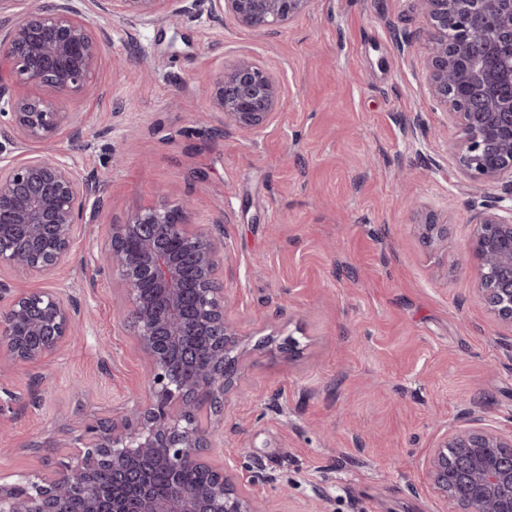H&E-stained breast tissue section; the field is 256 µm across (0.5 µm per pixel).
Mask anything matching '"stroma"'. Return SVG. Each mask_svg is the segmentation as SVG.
Here are the masks:
<instances>
[{
  "mask_svg": "<svg viewBox=\"0 0 512 512\" xmlns=\"http://www.w3.org/2000/svg\"><path fill=\"white\" fill-rule=\"evenodd\" d=\"M177 3L176 28L160 12L85 5L108 35L99 92L72 100L81 134L52 148L107 173L110 204L87 208L55 278L87 312L85 334L16 371L0 474L63 469L68 442L143 393L119 296L89 257L107 225L183 198L194 222L224 226L229 312L252 346L214 462L236 458L268 512H455L424 473L438 437L472 404L512 432V328L478 298L468 249L512 183L459 173L454 129L427 90L417 0H311L275 33L216 20L210 0ZM244 51L281 86L277 117L250 136L220 132L205 95ZM420 206L447 223V246L421 238ZM267 336L295 338L298 353L259 349ZM48 439L55 447L33 452Z\"/></svg>",
  "mask_w": 512,
  "mask_h": 512,
  "instance_id": "35a3bbf8",
  "label": "stroma"
}]
</instances>
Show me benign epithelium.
<instances>
[{
    "mask_svg": "<svg viewBox=\"0 0 512 512\" xmlns=\"http://www.w3.org/2000/svg\"><path fill=\"white\" fill-rule=\"evenodd\" d=\"M0 0V153L5 145L50 144L78 124L65 101L95 91L93 77L106 35L79 8L81 0H38L21 13ZM128 11L153 13L171 0H118ZM218 18L273 32L305 12L311 0H211ZM429 49L428 90L457 129L460 173L485 183L512 180V0H419ZM207 94L222 128L249 135L268 126L280 101L277 76L245 53L216 72ZM107 180L86 177L53 151L0 165V268L52 277L70 260L90 197L104 203ZM431 245L448 242V225L433 215L418 224ZM470 248L482 303L512 327V204L493 202L474 225ZM224 227L196 224L183 202L149 207L111 224L95 277L112 279L123 297L130 354L146 368L147 402L119 417H100L70 444L75 461L18 482L0 476V512H61L79 499L81 512H266L239 483L235 466L217 467L212 431L196 416L210 407L224 423V396L242 375L248 347L228 315L220 277ZM80 306L59 288H31L0 278V434L17 401L13 371L35 367L80 335ZM293 354V339L259 341ZM112 464V487L90 464ZM218 474L202 487L181 480L185 465ZM426 478L460 512H512V433L470 413L448 428L425 461ZM166 478L159 494L155 478Z\"/></svg>",
    "mask_w": 512,
    "mask_h": 512,
    "instance_id": "7a95c632",
    "label": "benign epithelium"
}]
</instances>
